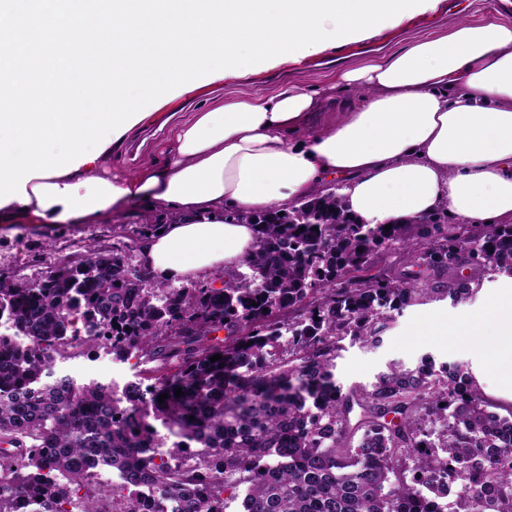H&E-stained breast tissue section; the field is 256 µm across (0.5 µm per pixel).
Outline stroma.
Instances as JSON below:
<instances>
[{"instance_id": "35a3bbf8", "label": "stroma", "mask_w": 512, "mask_h": 512, "mask_svg": "<svg viewBox=\"0 0 512 512\" xmlns=\"http://www.w3.org/2000/svg\"><path fill=\"white\" fill-rule=\"evenodd\" d=\"M476 0H430L429 6L390 24L375 34L337 43L325 50L285 61H274L251 72L225 74L210 83L196 84L170 97L149 104V117L126 138L119 154L113 155L114 169L134 173L148 162L164 132L179 119L205 108L223 105L228 99L254 96L291 86L301 91L324 90L335 84L337 74L369 63L393 49L422 37L447 36L458 24L479 20ZM91 231L87 224H58L33 228L16 225L0 232V274L20 281L40 277L47 264L80 251ZM511 288L512 278L488 274L474 297L464 303L437 298L408 307L396 314L383 334L379 348L371 349L343 341L333 379L343 388L371 387L377 377L393 365L416 369L424 359L435 368L457 362L476 372L473 360L449 350L446 344L426 336V323L446 317L461 318L481 313L488 300Z\"/></svg>"}]
</instances>
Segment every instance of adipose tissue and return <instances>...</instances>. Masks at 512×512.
<instances>
[{
	"label": "adipose tissue",
	"instance_id": "obj_1",
	"mask_svg": "<svg viewBox=\"0 0 512 512\" xmlns=\"http://www.w3.org/2000/svg\"><path fill=\"white\" fill-rule=\"evenodd\" d=\"M355 105L309 129L323 95L284 87L193 113L135 173L110 175L112 140L69 173L26 184L28 203L0 205L16 224H109L135 204L163 211L141 262L167 279L232 272L254 244L253 214L288 209L342 182L362 224H410L444 211L459 224L512 219V24L457 25L342 74ZM512 389V289L476 316L432 328Z\"/></svg>",
	"mask_w": 512,
	"mask_h": 512
}]
</instances>
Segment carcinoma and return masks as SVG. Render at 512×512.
I'll return each instance as SVG.
<instances>
[{
    "label": "carcinoma",
    "instance_id": "cac0c4a2",
    "mask_svg": "<svg viewBox=\"0 0 512 512\" xmlns=\"http://www.w3.org/2000/svg\"><path fill=\"white\" fill-rule=\"evenodd\" d=\"M254 226L237 270L188 286L138 259L159 224L110 249L93 234L34 281L0 273V320L28 342H0V512L75 496L83 512H512V462L475 459L512 456V413L489 410L466 366H393L346 391L331 372L339 343L377 347L391 312L471 299L482 280L457 270L511 276L512 224L435 213L386 231L330 188ZM384 253L429 277L372 273ZM100 352L136 359L140 381L117 396L56 369ZM158 421L200 451L173 441L156 462ZM96 465L121 470L123 492L97 486Z\"/></svg>",
    "mask_w": 512,
    "mask_h": 512
}]
</instances>
